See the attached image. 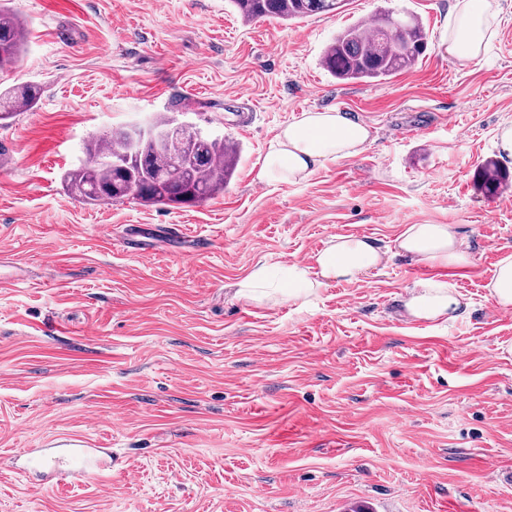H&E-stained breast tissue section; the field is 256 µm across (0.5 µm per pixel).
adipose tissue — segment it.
Listing matches in <instances>:
<instances>
[{
	"label": "adipose tissue",
	"instance_id": "adipose-tissue-1",
	"mask_svg": "<svg viewBox=\"0 0 512 512\" xmlns=\"http://www.w3.org/2000/svg\"><path fill=\"white\" fill-rule=\"evenodd\" d=\"M490 0H460L451 12L445 39L449 56L477 58L490 37ZM371 139L369 126L336 111H310L294 117L270 141L256 174L265 183H294L327 161L359 154ZM398 254L417 264L463 268L470 256L455 225L411 224L399 236ZM387 257L365 237L334 236L312 257L311 264L291 262L279 274L255 267L237 284V294L249 301L285 298L307 302L333 282H354L385 263ZM461 307L447 282L417 281L405 303L418 320H453Z\"/></svg>",
	"mask_w": 512,
	"mask_h": 512
}]
</instances>
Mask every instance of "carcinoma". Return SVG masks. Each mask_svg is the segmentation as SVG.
Listing matches in <instances>:
<instances>
[{
    "label": "carcinoma",
    "mask_w": 512,
    "mask_h": 512,
    "mask_svg": "<svg viewBox=\"0 0 512 512\" xmlns=\"http://www.w3.org/2000/svg\"><path fill=\"white\" fill-rule=\"evenodd\" d=\"M245 23L273 18L301 21L344 6V0H230ZM29 36L26 26L0 7V71L16 65ZM427 47V32L412 14L380 15L369 23L345 28L325 47L323 67L343 82L383 84L411 67ZM41 88L24 84L0 91V121L33 109ZM234 142L204 137L192 124L182 129L177 161L148 142L133 143L124 127L91 137L79 164L62 176L67 194L89 205L137 200L146 205L177 207L199 204L220 193L238 164ZM103 158L125 162V168L98 163Z\"/></svg>",
    "instance_id": "cac0c4a2"
}]
</instances>
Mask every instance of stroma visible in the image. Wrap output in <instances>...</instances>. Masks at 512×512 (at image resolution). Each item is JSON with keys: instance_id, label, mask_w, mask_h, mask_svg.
Here are the masks:
<instances>
[{"instance_id": "stroma-1", "label": "stroma", "mask_w": 512, "mask_h": 512, "mask_svg": "<svg viewBox=\"0 0 512 512\" xmlns=\"http://www.w3.org/2000/svg\"><path fill=\"white\" fill-rule=\"evenodd\" d=\"M455 0H347L303 21L243 23L227 0H0L27 52L0 84L37 106L0 123V512H512V308L488 299L512 254V0L476 60L448 56ZM421 18L425 53L389 83L321 64L344 28ZM199 98L189 108L187 98ZM364 121L372 141L306 179L255 174L303 112ZM240 143L223 193L195 206L90 207L64 194L84 142L161 113ZM504 170L485 192L487 162ZM186 229L203 251H175ZM453 224L471 264L397 256L307 307L237 298L255 267L310 263L335 235L394 249ZM467 309L413 320L420 279ZM80 436L105 476L36 481L6 460Z\"/></svg>"}]
</instances>
